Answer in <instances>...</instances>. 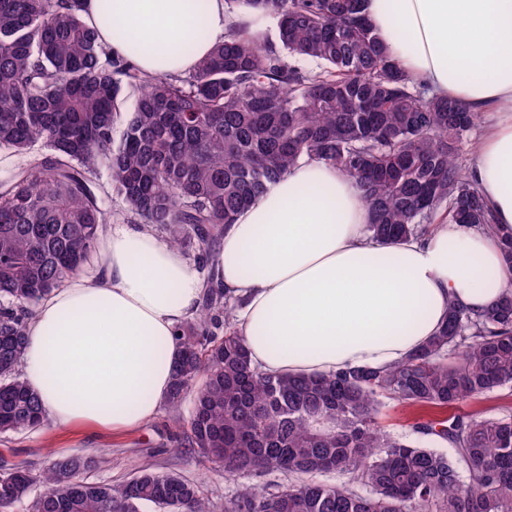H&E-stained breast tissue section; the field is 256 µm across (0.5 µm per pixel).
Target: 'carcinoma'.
<instances>
[{
	"label": "carcinoma",
	"instance_id": "1",
	"mask_svg": "<svg viewBox=\"0 0 512 512\" xmlns=\"http://www.w3.org/2000/svg\"><path fill=\"white\" fill-rule=\"evenodd\" d=\"M245 2L276 20L277 42L231 28L188 76L150 77L99 44L81 0H0V147L43 146L0 191V434L45 422L18 373L25 324L112 222L94 182L101 166L129 222L165 228L174 247L195 236L211 269L237 216L303 159L359 185L373 237L420 235L443 213L496 235L512 267V231L492 223L463 165L477 115L399 69L365 0ZM238 307L207 278L165 401L199 458L229 475L288 474L271 492L240 487L224 512H512V414L417 418L416 431L451 444V456L377 422L385 398L448 409L512 384V293L478 316L449 302L436 336L392 367L312 375L254 366ZM94 464L66 455L38 474L0 466V512H213L201 485L175 473L74 478ZM323 473L340 479L316 480Z\"/></svg>",
	"mask_w": 512,
	"mask_h": 512
}]
</instances>
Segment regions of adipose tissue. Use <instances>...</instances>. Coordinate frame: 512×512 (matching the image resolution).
<instances>
[{"instance_id":"1","label":"adipose tissue","mask_w":512,"mask_h":512,"mask_svg":"<svg viewBox=\"0 0 512 512\" xmlns=\"http://www.w3.org/2000/svg\"><path fill=\"white\" fill-rule=\"evenodd\" d=\"M366 9L401 70L493 113L471 176L495 224L512 228V0H366ZM82 16L147 76L193 70L231 25L263 36L227 0H82ZM368 222L353 180L304 161L230 226L215 274L242 301L238 326L256 367L383 369L436 334L449 301L477 314L512 290V267L484 231L445 223L424 239L385 241ZM204 292V277L148 226L110 225L93 271L67 277L28 320L23 378L57 426L134 429L166 400L180 328Z\"/></svg>"}]
</instances>
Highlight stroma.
I'll return each instance as SVG.
<instances>
[{
  "label": "stroma",
  "instance_id": "obj_1",
  "mask_svg": "<svg viewBox=\"0 0 512 512\" xmlns=\"http://www.w3.org/2000/svg\"><path fill=\"white\" fill-rule=\"evenodd\" d=\"M415 416L414 410L389 400L382 407L378 422L392 435L453 454L454 449L448 442L416 433L412 428ZM180 436L174 414L163 408L153 420L128 432L67 430L49 422L35 431L0 436V457L38 473L52 455H98L102 458L101 464L86 473L91 481L119 483L143 468L161 473L175 472L203 484L214 504V512H224L225 500L240 486L269 492L288 481L287 475L278 471L226 476L222 467L201 462L182 443Z\"/></svg>",
  "mask_w": 512,
  "mask_h": 512
}]
</instances>
